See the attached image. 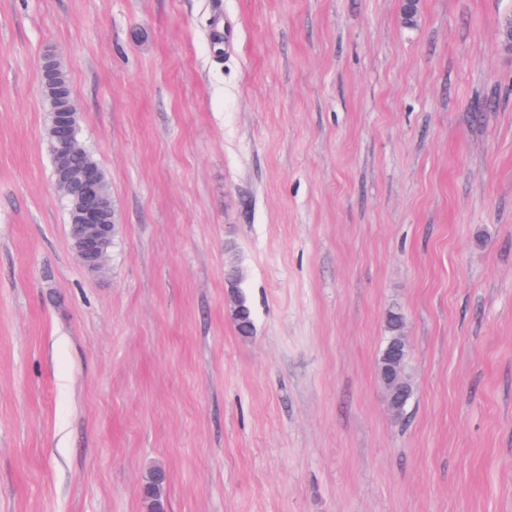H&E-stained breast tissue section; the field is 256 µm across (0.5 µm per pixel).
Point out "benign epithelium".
I'll use <instances>...</instances> for the list:
<instances>
[{"label": "benign epithelium", "mask_w": 512, "mask_h": 512, "mask_svg": "<svg viewBox=\"0 0 512 512\" xmlns=\"http://www.w3.org/2000/svg\"><path fill=\"white\" fill-rule=\"evenodd\" d=\"M59 70L52 58L43 64L42 78L49 105V130L55 142L54 179L59 188L69 189L75 223L71 225L72 248L90 273L100 272L112 247V197L107 194L104 173L95 165L76 168L70 157L80 149L79 112L68 86L55 78Z\"/></svg>", "instance_id": "7a95c632"}]
</instances>
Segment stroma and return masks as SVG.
I'll list each match as a JSON object with an SVG mask.
<instances>
[{
	"instance_id": "35a3bbf8",
	"label": "stroma",
	"mask_w": 512,
	"mask_h": 512,
	"mask_svg": "<svg viewBox=\"0 0 512 512\" xmlns=\"http://www.w3.org/2000/svg\"><path fill=\"white\" fill-rule=\"evenodd\" d=\"M401 8L0 0V512H147L156 464L167 512H512V0ZM49 53L112 194L95 275ZM54 59L48 57L43 64L42 78L49 105V130L55 142L54 179L57 188H68L75 214L71 224L72 248L82 266L90 273L100 272L112 247L116 224H112V197L106 192L104 173L98 162L87 150L81 152L77 162H91L81 168L70 164V157L81 147L77 143L79 134V112L69 86L55 78L59 70ZM50 140L53 155V143ZM234 299L235 306L233 315L237 330L241 335H250L253 330L252 310L248 305L245 297L238 289L234 292ZM166 472L160 467L151 468L145 475L141 494L147 503L149 512H164V487Z\"/></svg>"
}]
</instances>
